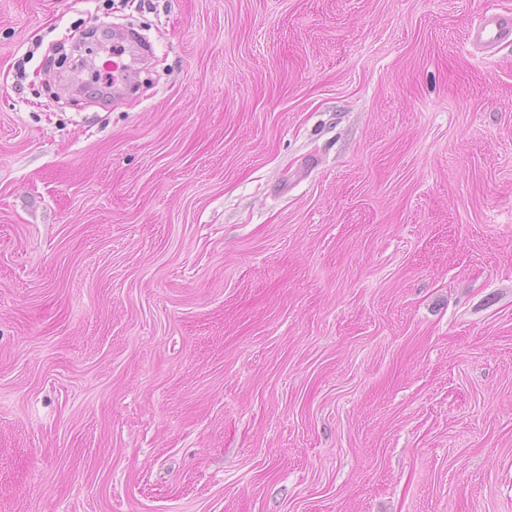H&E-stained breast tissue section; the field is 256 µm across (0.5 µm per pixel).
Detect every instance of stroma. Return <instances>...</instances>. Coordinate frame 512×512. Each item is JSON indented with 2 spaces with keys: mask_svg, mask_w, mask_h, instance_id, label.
Returning <instances> with one entry per match:
<instances>
[{
  "mask_svg": "<svg viewBox=\"0 0 512 512\" xmlns=\"http://www.w3.org/2000/svg\"><path fill=\"white\" fill-rule=\"evenodd\" d=\"M488 11L0 0V512H512Z\"/></svg>",
  "mask_w": 512,
  "mask_h": 512,
  "instance_id": "1",
  "label": "stroma"
}]
</instances>
